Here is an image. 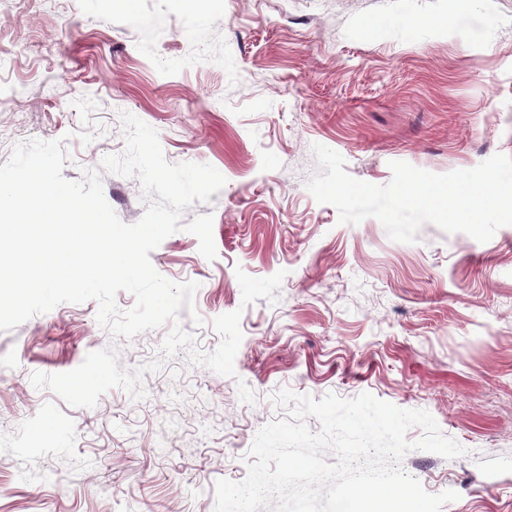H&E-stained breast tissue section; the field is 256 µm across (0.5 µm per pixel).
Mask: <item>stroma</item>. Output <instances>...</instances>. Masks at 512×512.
Returning <instances> with one entry per match:
<instances>
[{
	"instance_id": "obj_1",
	"label": "stroma",
	"mask_w": 512,
	"mask_h": 512,
	"mask_svg": "<svg viewBox=\"0 0 512 512\" xmlns=\"http://www.w3.org/2000/svg\"><path fill=\"white\" fill-rule=\"evenodd\" d=\"M125 112L169 162L226 179L183 215L213 214L216 258L179 231L150 260L198 283L179 323L199 351L220 344L217 316L241 310L236 374L181 350L142 376L143 398L114 388L73 408L32 374L110 345L136 370L168 327L114 337L89 300L0 331V512H214L215 482L243 481L255 435L284 418L283 390L429 412L466 453L414 450L403 469L428 493L458 492L440 512H512V225L481 243L427 224L400 243L376 218L340 223L307 188L316 144L374 185L394 161L447 173L512 157V0H212L204 13L132 0L109 14L0 0V164L17 143L58 140L64 177L81 180L124 153ZM102 183L123 222L143 216L138 178ZM239 268L285 271L278 301L243 305Z\"/></svg>"
}]
</instances>
